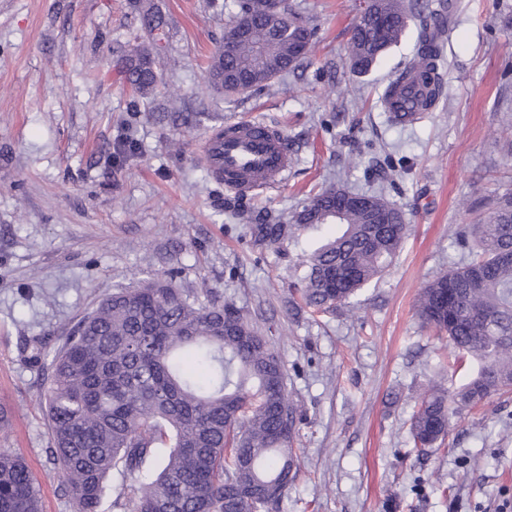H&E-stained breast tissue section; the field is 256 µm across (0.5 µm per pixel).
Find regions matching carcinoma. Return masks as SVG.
<instances>
[{
	"label": "carcinoma",
	"mask_w": 512,
	"mask_h": 512,
	"mask_svg": "<svg viewBox=\"0 0 512 512\" xmlns=\"http://www.w3.org/2000/svg\"><path fill=\"white\" fill-rule=\"evenodd\" d=\"M149 32L165 31L158 10L134 4ZM229 31L248 35L232 52L217 48L209 79L224 92L259 90L300 66L301 42L312 48L316 29L287 0L273 22L267 0L224 4ZM423 0H370L352 29L348 53L358 74L419 23L416 51L404 82L423 80L425 106L441 87L445 22ZM164 46L136 49L124 77L146 97L160 82L156 58ZM328 188L308 197L291 224H254L258 246H275L293 228L319 229L339 209L340 230L327 238L299 275L304 304L315 312L350 302L381 277L406 230L402 213L381 195ZM462 266L438 274L423 289L418 310L425 326L445 335L459 361L475 373L458 390L431 386L410 418L413 449L422 454L448 437L456 414L512 388V194L497 199L478 224L459 229ZM44 399L50 454L58 462L73 512H281L297 476V410L272 338L242 307L219 303L157 277L118 288L69 330L50 362ZM0 512H40L36 481L24 458L0 449Z\"/></svg>",
	"instance_id": "cac0c4a2"
}]
</instances>
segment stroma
I'll return each instance as SVG.
<instances>
[{
    "instance_id": "obj_1",
    "label": "stroma",
    "mask_w": 512,
    "mask_h": 512,
    "mask_svg": "<svg viewBox=\"0 0 512 512\" xmlns=\"http://www.w3.org/2000/svg\"><path fill=\"white\" fill-rule=\"evenodd\" d=\"M223 2L154 0L166 52L143 98L121 74L149 38L133 0H0V448L26 460L42 512H72L48 453L52 352L113 289L171 273L248 310L276 343L301 411L282 512H503L512 392L463 409L423 455L408 419L445 380L449 350L423 328L419 294L463 260L457 229L512 193V0H455L443 95L407 126L382 96L416 31L361 75L347 46L367 0H293L317 29L314 52L265 89L227 97L207 72L228 30ZM244 119L291 141L283 185L242 194L213 180L206 136ZM334 187L385 194L408 231L384 277L315 315L289 289L332 226L260 249L236 209L285 223Z\"/></svg>"
}]
</instances>
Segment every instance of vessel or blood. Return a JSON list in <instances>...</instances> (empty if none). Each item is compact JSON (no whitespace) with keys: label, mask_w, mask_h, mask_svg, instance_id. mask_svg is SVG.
<instances>
[{"label":"vessel or blood","mask_w":512,"mask_h":512,"mask_svg":"<svg viewBox=\"0 0 512 512\" xmlns=\"http://www.w3.org/2000/svg\"><path fill=\"white\" fill-rule=\"evenodd\" d=\"M385 109L419 111L415 90L393 89ZM206 157L216 182L243 193L284 183L292 165L282 132L259 122L240 121L214 131L206 141Z\"/></svg>","instance_id":"obj_1"}]
</instances>
